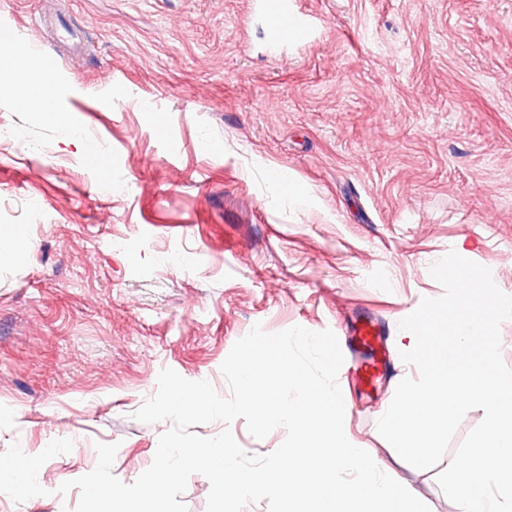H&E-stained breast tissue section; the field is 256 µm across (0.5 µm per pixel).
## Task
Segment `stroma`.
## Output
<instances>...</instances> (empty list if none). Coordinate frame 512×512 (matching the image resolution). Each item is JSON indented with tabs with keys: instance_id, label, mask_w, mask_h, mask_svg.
Instances as JSON below:
<instances>
[{
	"instance_id": "stroma-1",
	"label": "stroma",
	"mask_w": 512,
	"mask_h": 512,
	"mask_svg": "<svg viewBox=\"0 0 512 512\" xmlns=\"http://www.w3.org/2000/svg\"><path fill=\"white\" fill-rule=\"evenodd\" d=\"M304 2L320 28L274 54L254 0H0L31 45L0 81V230L24 229L0 262V453L74 442L0 512H73L56 490L99 442L133 483L170 427L134 417L163 368L226 398L254 325L338 333L360 310L389 354L373 385L345 374V433L458 512L376 423L418 375L399 323L443 295L433 264L456 251L512 295V0ZM57 9L82 41H55L51 73ZM274 165L311 204L273 193Z\"/></svg>"
}]
</instances>
